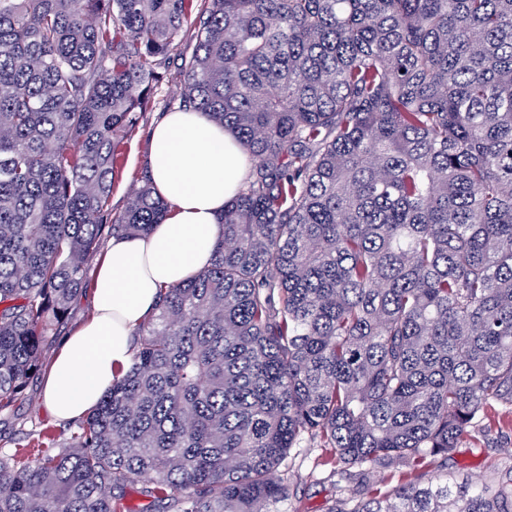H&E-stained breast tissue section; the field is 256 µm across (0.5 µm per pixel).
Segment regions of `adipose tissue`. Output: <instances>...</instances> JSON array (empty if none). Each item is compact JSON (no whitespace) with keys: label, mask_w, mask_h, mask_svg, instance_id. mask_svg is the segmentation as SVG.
Masks as SVG:
<instances>
[{"label":"adipose tissue","mask_w":512,"mask_h":512,"mask_svg":"<svg viewBox=\"0 0 512 512\" xmlns=\"http://www.w3.org/2000/svg\"><path fill=\"white\" fill-rule=\"evenodd\" d=\"M245 161L235 138L201 113L168 112L154 125L148 170L169 210L148 234L112 238L96 260L92 313L63 338L43 379V403L53 418L69 421L93 409L128 370L131 336L151 315L160 289L209 264Z\"/></svg>","instance_id":"1"}]
</instances>
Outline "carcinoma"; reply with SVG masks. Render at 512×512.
Instances as JSON below:
<instances>
[{
  "label": "carcinoma",
  "instance_id": "obj_1",
  "mask_svg": "<svg viewBox=\"0 0 512 512\" xmlns=\"http://www.w3.org/2000/svg\"><path fill=\"white\" fill-rule=\"evenodd\" d=\"M190 0H0V412L88 283L102 225L168 204L118 147ZM180 108L257 159L210 264L160 290L69 434L0 459V512H288L303 443L434 466L329 512H512L441 462L512 406V0H205Z\"/></svg>",
  "mask_w": 512,
  "mask_h": 512
}]
</instances>
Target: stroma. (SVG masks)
I'll return each instance as SVG.
<instances>
[{"mask_svg": "<svg viewBox=\"0 0 512 512\" xmlns=\"http://www.w3.org/2000/svg\"><path fill=\"white\" fill-rule=\"evenodd\" d=\"M196 15H189L174 49L161 65L164 79L154 91L135 129L120 145L118 172L112 187L110 204L113 214H121L132 190L139 186L147 169L149 135L161 115L174 111L181 100L183 77L196 53ZM42 371L26 380L21 396L9 411L0 412V458H10L15 444L24 433L55 420L42 404ZM290 474L289 503L296 512H328L341 490L354 489L372 494L390 488V476L399 468L386 471L334 469L322 448L292 449L283 463ZM512 466V414L505 407L489 409L478 430L464 434L449 455L448 471L478 483L493 482L496 471Z\"/></svg>", "mask_w": 512, "mask_h": 512, "instance_id": "1", "label": "stroma"}]
</instances>
